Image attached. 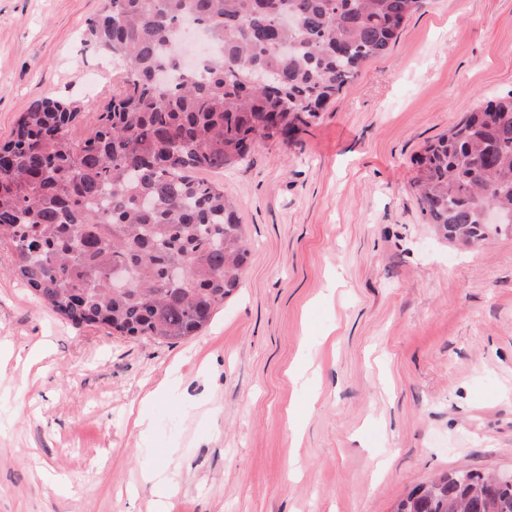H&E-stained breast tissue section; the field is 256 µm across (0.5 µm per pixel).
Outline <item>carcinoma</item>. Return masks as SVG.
Instances as JSON below:
<instances>
[{
  "label": "carcinoma",
  "mask_w": 512,
  "mask_h": 512,
  "mask_svg": "<svg viewBox=\"0 0 512 512\" xmlns=\"http://www.w3.org/2000/svg\"><path fill=\"white\" fill-rule=\"evenodd\" d=\"M426 0H108L88 42L113 57L123 86L74 137L75 103L45 99L0 143V248L36 301L75 327L177 343L200 332L241 283L250 254L224 187L197 179L247 161L280 127L290 137L384 55ZM277 32L289 45L264 42ZM192 21L222 44L184 69L171 42ZM418 202L435 233L474 246L486 210L512 224V91L478 103L417 160ZM188 266L180 282L173 266ZM126 272L114 289L110 274ZM417 487L415 512H512V484L478 470Z\"/></svg>",
  "instance_id": "cac0c4a2"
}]
</instances>
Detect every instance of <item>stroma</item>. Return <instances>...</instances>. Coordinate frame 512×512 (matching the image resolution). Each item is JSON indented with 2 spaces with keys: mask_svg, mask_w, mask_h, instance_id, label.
Returning <instances> with one entry per match:
<instances>
[{
  "mask_svg": "<svg viewBox=\"0 0 512 512\" xmlns=\"http://www.w3.org/2000/svg\"><path fill=\"white\" fill-rule=\"evenodd\" d=\"M105 4L0 0V142L34 101L90 117L117 92L84 42ZM511 91L512 0H428L288 142L206 173L250 260L175 344L72 326L0 250V512H155L151 467L168 512H394L438 472L512 470V228L437 238L413 187L426 144Z\"/></svg>",
  "mask_w": 512,
  "mask_h": 512,
  "instance_id": "1",
  "label": "stroma"
}]
</instances>
